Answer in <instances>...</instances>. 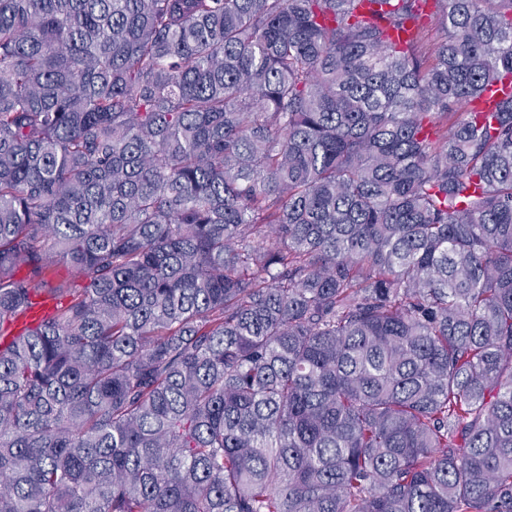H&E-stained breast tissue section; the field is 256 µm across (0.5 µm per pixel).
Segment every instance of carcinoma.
Wrapping results in <instances>:
<instances>
[{"instance_id":"obj_1","label":"carcinoma","mask_w":512,"mask_h":512,"mask_svg":"<svg viewBox=\"0 0 512 512\" xmlns=\"http://www.w3.org/2000/svg\"><path fill=\"white\" fill-rule=\"evenodd\" d=\"M500 82L512 0H0V512H512Z\"/></svg>"}]
</instances>
